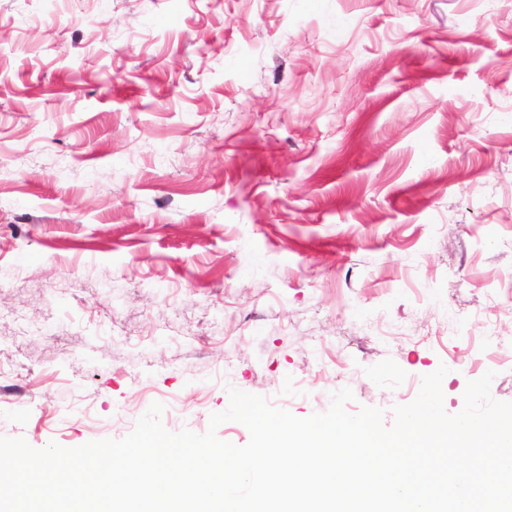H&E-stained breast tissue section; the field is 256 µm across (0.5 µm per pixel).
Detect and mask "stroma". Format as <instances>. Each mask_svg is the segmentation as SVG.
I'll list each match as a JSON object with an SVG mask.
<instances>
[{"instance_id":"stroma-1","label":"stroma","mask_w":512,"mask_h":512,"mask_svg":"<svg viewBox=\"0 0 512 512\" xmlns=\"http://www.w3.org/2000/svg\"><path fill=\"white\" fill-rule=\"evenodd\" d=\"M512 0H0V436L512 401Z\"/></svg>"}]
</instances>
